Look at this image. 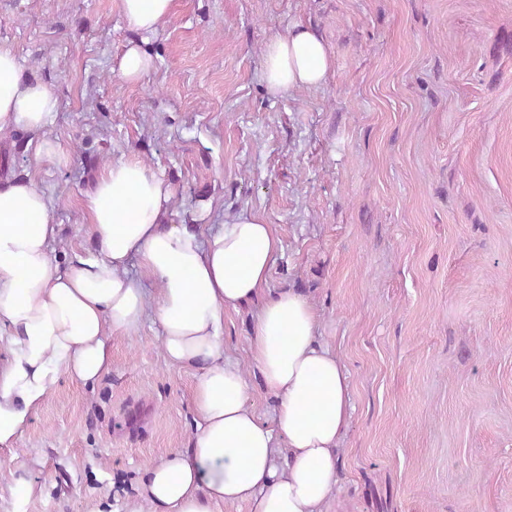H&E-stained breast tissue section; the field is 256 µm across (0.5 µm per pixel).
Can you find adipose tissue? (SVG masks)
I'll return each mask as SVG.
<instances>
[{"label":"adipose tissue","instance_id":"ef3b65f1","mask_svg":"<svg viewBox=\"0 0 512 512\" xmlns=\"http://www.w3.org/2000/svg\"><path fill=\"white\" fill-rule=\"evenodd\" d=\"M133 37L116 62L125 80L151 69L150 36L172 0H115ZM334 57L319 32L295 24L267 43L271 94L322 86ZM58 98L0 49V134H41L39 159L65 154L43 132ZM176 186L138 159L105 167L86 193L91 250L59 263L60 226L28 179L0 178V326L9 358L0 367V446L20 438L32 414L67 376L96 384L112 365V335L146 320L162 329L167 365L195 372V427L189 448L147 466L127 512H213L246 503L249 512H326L336 496L338 450L353 405L341 358L322 340L313 302L274 288L283 250L257 212L225 215L221 227L173 220ZM137 263L142 278L128 274ZM157 288L149 301L148 288ZM254 310L249 346L274 425L249 403V383L224 356V316Z\"/></svg>","mask_w":512,"mask_h":512}]
</instances>
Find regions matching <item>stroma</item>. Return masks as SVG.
Returning a JSON list of instances; mask_svg holds the SVG:
<instances>
[{"label": "stroma", "instance_id": "35a3bbf8", "mask_svg": "<svg viewBox=\"0 0 512 512\" xmlns=\"http://www.w3.org/2000/svg\"><path fill=\"white\" fill-rule=\"evenodd\" d=\"M298 23L333 71L271 95L264 48ZM131 37L114 0H0V47L58 97L45 135L0 137V169L48 197L58 260L90 248L85 195L121 160L175 183V223L260 213L272 287L310 297L349 372L337 512H512V0H173L134 82L113 69ZM45 136L62 164L38 162ZM252 326L226 313L225 353L269 421ZM194 386L158 325L114 333L110 371L62 379L0 447V512L15 476L25 512H124L189 446Z\"/></svg>", "mask_w": 512, "mask_h": 512}]
</instances>
